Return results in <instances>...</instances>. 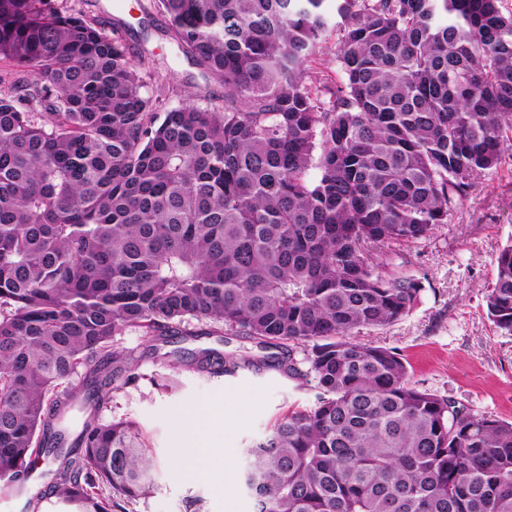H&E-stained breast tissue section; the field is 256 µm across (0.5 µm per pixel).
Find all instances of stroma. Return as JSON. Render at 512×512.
<instances>
[{"label": "stroma", "instance_id": "stroma-1", "mask_svg": "<svg viewBox=\"0 0 512 512\" xmlns=\"http://www.w3.org/2000/svg\"><path fill=\"white\" fill-rule=\"evenodd\" d=\"M148 0H67L121 35L133 56L157 57L156 84L173 87L174 102L193 92L199 104L223 106L224 88L204 77L179 53L165 18L152 13L142 26L141 5ZM512 242V162L477 178L462 208L450 212L426 240L399 246L421 280L417 306L384 329L360 331L364 345L397 349L420 388L450 396L477 412L512 422V334L488 317L486 290L495 276V257ZM116 346L132 360L138 381L119 392L99 417L136 423L149 449L155 490L132 512H184L186 499H201L204 512H253L243 487L246 449L275 419L293 407L313 404L316 391L273 371H242L209 376L161 364L149 353L141 329H125ZM199 418L200 446L212 467L208 475L188 476L179 436L186 422Z\"/></svg>", "mask_w": 512, "mask_h": 512}]
</instances>
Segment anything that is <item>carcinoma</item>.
<instances>
[{
  "mask_svg": "<svg viewBox=\"0 0 512 512\" xmlns=\"http://www.w3.org/2000/svg\"><path fill=\"white\" fill-rule=\"evenodd\" d=\"M150 0L224 86L169 105L150 62L58 0H0V482L128 512L153 488L115 347L245 336L258 357L171 352L209 375L314 382L249 449L254 512H512V422L418 387L394 325L416 243L506 161L512 13L500 0ZM339 40V79L306 68ZM512 334V243L486 295ZM303 358H295L297 349Z\"/></svg>",
  "mask_w": 512,
  "mask_h": 512,
  "instance_id": "carcinoma-1",
  "label": "carcinoma"
}]
</instances>
